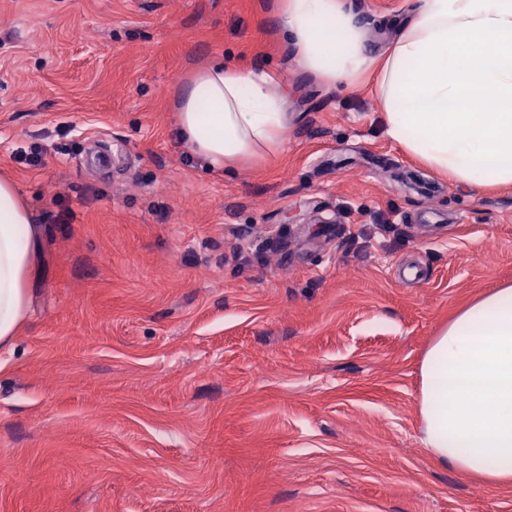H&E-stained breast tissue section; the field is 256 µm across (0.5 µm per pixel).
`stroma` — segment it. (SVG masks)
Masks as SVG:
<instances>
[{"mask_svg": "<svg viewBox=\"0 0 512 512\" xmlns=\"http://www.w3.org/2000/svg\"><path fill=\"white\" fill-rule=\"evenodd\" d=\"M353 2L376 51L414 6ZM214 62L279 84L276 156L207 173L179 139ZM1 175L48 238L0 351V512H512L418 411L439 330L512 282V186L406 154L276 0H0Z\"/></svg>", "mask_w": 512, "mask_h": 512, "instance_id": "1", "label": "stroma"}]
</instances>
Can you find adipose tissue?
Listing matches in <instances>:
<instances>
[{
  "mask_svg": "<svg viewBox=\"0 0 512 512\" xmlns=\"http://www.w3.org/2000/svg\"><path fill=\"white\" fill-rule=\"evenodd\" d=\"M397 38L372 55L344 0H280L295 59L325 84L377 69L388 137L478 190L512 185V0H420ZM178 130L212 170L262 159L288 128L269 76L217 63L177 90ZM47 229L14 180L0 177V348L29 319ZM422 442L483 485H512V284L459 311L420 366Z\"/></svg>",
  "mask_w": 512,
  "mask_h": 512,
  "instance_id": "obj_1",
  "label": "adipose tissue"
}]
</instances>
